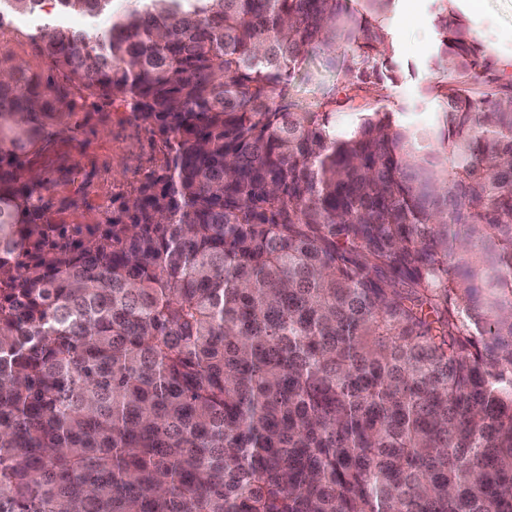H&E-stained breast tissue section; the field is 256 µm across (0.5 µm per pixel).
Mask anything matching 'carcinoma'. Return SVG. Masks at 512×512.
Returning <instances> with one entry per match:
<instances>
[{"mask_svg": "<svg viewBox=\"0 0 512 512\" xmlns=\"http://www.w3.org/2000/svg\"><path fill=\"white\" fill-rule=\"evenodd\" d=\"M395 2L0 0V512H512V80L444 13L426 128L289 90L393 80ZM106 108L165 161L56 222ZM32 26L30 19L23 14H12L9 17V25L4 27L2 45L10 49L16 59H22L31 66L37 64V60L31 53L30 47L22 34L26 33Z\"/></svg>", "mask_w": 512, "mask_h": 512, "instance_id": "obj_1", "label": "carcinoma"}]
</instances>
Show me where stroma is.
Wrapping results in <instances>:
<instances>
[{
    "label": "stroma",
    "instance_id": "obj_1",
    "mask_svg": "<svg viewBox=\"0 0 512 512\" xmlns=\"http://www.w3.org/2000/svg\"><path fill=\"white\" fill-rule=\"evenodd\" d=\"M443 7L477 33L502 78L512 79V0H397L386 22L391 52L399 63L395 81L356 94L348 84L333 82L324 72L313 69L308 78H295L293 89L334 87L340 104L339 123L344 128L367 103L387 107L416 126L430 124L441 104L433 87L442 78L435 67L439 44L435 19ZM67 124L68 132L58 137L53 151L35 157L34 162L46 170L63 161L78 164L91 182L88 204L79 212L63 214L62 219L94 224L113 195L128 191V161L135 158L153 168L162 155L149 133L116 112L81 113Z\"/></svg>",
    "mask_w": 512,
    "mask_h": 512
}]
</instances>
